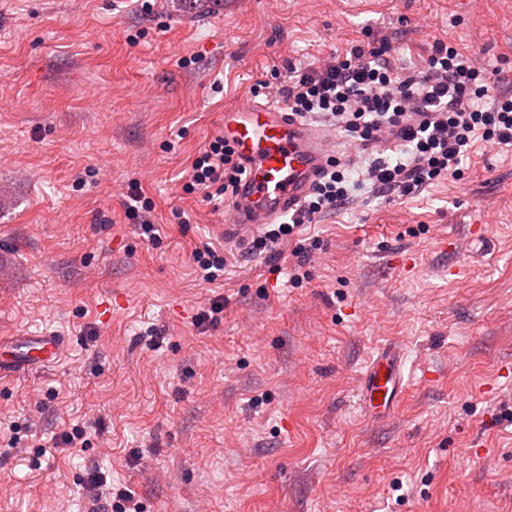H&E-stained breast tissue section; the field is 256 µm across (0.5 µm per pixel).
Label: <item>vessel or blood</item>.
<instances>
[{"mask_svg":"<svg viewBox=\"0 0 512 512\" xmlns=\"http://www.w3.org/2000/svg\"><path fill=\"white\" fill-rule=\"evenodd\" d=\"M218 133L247 170L222 226L232 240L298 210L333 153L332 140L322 131L259 101L225 109ZM64 347V337L52 332L12 337L0 344V372L50 367ZM406 386L401 351L384 348L362 376L360 404L368 415L390 414Z\"/></svg>","mask_w":512,"mask_h":512,"instance_id":"b4317fda","label":"vessel or blood"}]
</instances>
